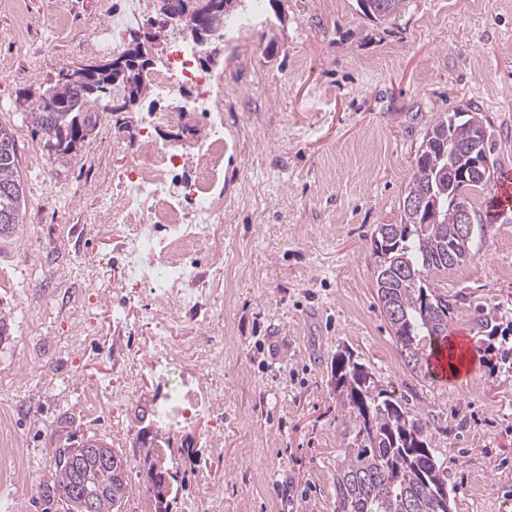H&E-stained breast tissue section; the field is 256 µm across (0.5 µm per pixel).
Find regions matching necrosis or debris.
Wrapping results in <instances>:
<instances>
[{
	"label": "necrosis or debris",
	"mask_w": 512,
	"mask_h": 512,
	"mask_svg": "<svg viewBox=\"0 0 512 512\" xmlns=\"http://www.w3.org/2000/svg\"><path fill=\"white\" fill-rule=\"evenodd\" d=\"M141 0H125L113 9L112 20L95 29L100 50L119 51L127 32L137 23ZM148 83L171 96L169 110L149 113L134 142L116 140L113 150L127 153L129 161L119 178V202L112 208L113 223L126 229L120 242L124 257L122 287H146L156 317L157 340L177 339L181 354L209 365L222 356V348L202 347L192 333L172 316V304L196 309L202 303L224 298L225 285L236 276L224 263L223 253L211 257V273L203 275L194 254L210 237L223 233L221 213L213 189L224 179V88L220 77L201 67L193 48L170 45L167 56L147 76ZM194 90L192 100L180 98L181 88ZM211 119L217 133L197 141L195 165L201 177L175 182L173 171L182 155V145L160 143L151 131L178 122L189 107ZM224 402L222 387L186 388L178 397H159L155 416L159 423L176 427L196 421Z\"/></svg>",
	"instance_id": "necrosis-or-debris-1"
}]
</instances>
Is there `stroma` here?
I'll return each instance as SVG.
<instances>
[{
    "label": "stroma",
    "mask_w": 512,
    "mask_h": 512,
    "mask_svg": "<svg viewBox=\"0 0 512 512\" xmlns=\"http://www.w3.org/2000/svg\"><path fill=\"white\" fill-rule=\"evenodd\" d=\"M112 2L28 0L21 33L0 5V123L15 134L25 198L22 224L0 235V405L12 410L0 435L24 450L32 476L27 487L0 479V512H47L37 485L54 450L90 438L127 460L121 512H156L147 440L162 450L168 512L203 493L212 512H334L348 425L332 362L344 347L429 422L453 512H512V369L499 359L512 347V223L486 225L471 259L437 284L448 334L473 356L462 382L404 365L369 257L375 226L399 220L438 113L478 108L495 158L512 170V0H405L381 24L356 0H274L228 32L212 69L234 88L224 100L223 224L237 277L223 302L177 312L200 343L223 341L219 375L176 344L157 346L146 289L112 302L123 230L105 199L128 162L112 141L169 98L150 89L122 113L102 98L91 138L63 158L40 150L28 117L60 70L101 59L91 29ZM80 329L87 337L72 344ZM215 384L217 415L174 431L156 421L158 396ZM126 386L125 401L84 409L90 390Z\"/></svg>",
    "instance_id": "stroma-1"
}]
</instances>
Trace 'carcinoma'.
<instances>
[{
  "instance_id": "1",
  "label": "carcinoma",
  "mask_w": 512,
  "mask_h": 512,
  "mask_svg": "<svg viewBox=\"0 0 512 512\" xmlns=\"http://www.w3.org/2000/svg\"><path fill=\"white\" fill-rule=\"evenodd\" d=\"M225 0H179L182 25L194 27ZM361 12L379 22L398 15L404 0H370ZM91 81L93 93L67 96L59 90L69 71L32 104L29 116L50 156L77 153L97 128L99 115L88 104L112 89L135 106L147 90L146 66L123 73H106L90 61L77 64ZM479 135L480 146L470 155L448 153L446 142ZM492 143L479 113L440 112L427 129L417 151L397 224H378L371 234V264L379 307L390 325L404 365L415 373L429 367L427 343L448 339V298L435 290V281L450 275L471 256L473 238L457 236L459 205L468 208L472 231L495 224L505 208L494 197L486 208L475 209V196L505 175L492 156ZM477 161L481 184L448 177V168ZM18 149L12 129L0 124V232L23 223V188L18 174ZM334 389L342 398L350 424L339 448L334 512H452L448 474L428 446L429 424L394 401L371 368L349 349L336 352ZM113 463L102 464L103 454ZM53 482L45 492L64 512H119L126 494L127 461L106 444L63 448L56 452ZM158 512H167L163 473L151 475Z\"/></svg>"
}]
</instances>
